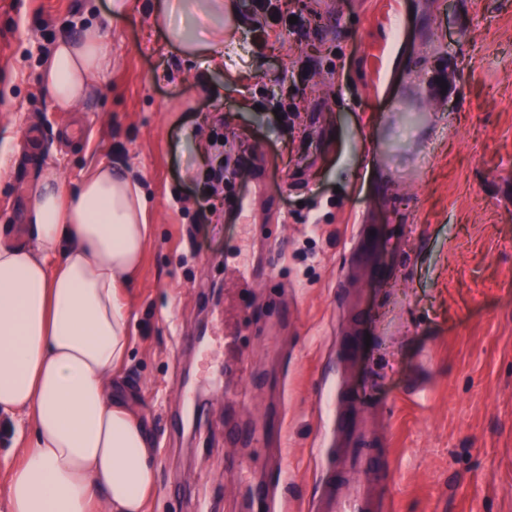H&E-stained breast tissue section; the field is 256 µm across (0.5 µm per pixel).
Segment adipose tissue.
<instances>
[{
  "mask_svg": "<svg viewBox=\"0 0 512 512\" xmlns=\"http://www.w3.org/2000/svg\"><path fill=\"white\" fill-rule=\"evenodd\" d=\"M233 0H155L152 24L193 56L224 45L175 17L233 18ZM112 67L99 26L59 40L42 71L55 107L77 108ZM146 196L120 168L88 169L76 193L47 171L28 217L29 244L0 241V436L11 441L0 512H147L154 450L112 397L129 348L118 288L137 272Z\"/></svg>",
  "mask_w": 512,
  "mask_h": 512,
  "instance_id": "obj_1",
  "label": "adipose tissue"
}]
</instances>
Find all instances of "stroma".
Here are the masks:
<instances>
[{
    "instance_id": "35a3bbf8",
    "label": "stroma",
    "mask_w": 512,
    "mask_h": 512,
    "mask_svg": "<svg viewBox=\"0 0 512 512\" xmlns=\"http://www.w3.org/2000/svg\"><path fill=\"white\" fill-rule=\"evenodd\" d=\"M152 3L0 0V234L26 245L50 165L67 193L122 165L148 200L113 390L154 443L150 512H261L275 427L283 512H308L340 390L388 437L395 512H512V0H278L305 27L263 40L237 0L229 44L196 58ZM91 22L112 68L59 111L45 51ZM217 135L251 163L204 213Z\"/></svg>"
}]
</instances>
